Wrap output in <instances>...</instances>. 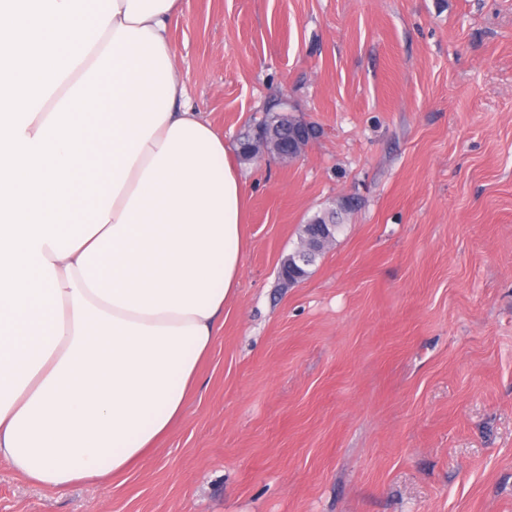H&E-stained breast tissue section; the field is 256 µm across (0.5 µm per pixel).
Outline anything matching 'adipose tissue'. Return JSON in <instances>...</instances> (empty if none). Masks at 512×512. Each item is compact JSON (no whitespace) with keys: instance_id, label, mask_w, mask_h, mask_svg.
I'll list each match as a JSON object with an SVG mask.
<instances>
[{"instance_id":"adipose-tissue-1","label":"adipose tissue","mask_w":512,"mask_h":512,"mask_svg":"<svg viewBox=\"0 0 512 512\" xmlns=\"http://www.w3.org/2000/svg\"><path fill=\"white\" fill-rule=\"evenodd\" d=\"M88 2L0 0V463L55 491L171 432L247 244L170 51L183 0Z\"/></svg>"}]
</instances>
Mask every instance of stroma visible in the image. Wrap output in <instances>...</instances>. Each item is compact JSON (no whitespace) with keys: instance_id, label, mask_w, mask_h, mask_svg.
Instances as JSON below:
<instances>
[{"instance_id":"35a3bbf8","label":"stroma","mask_w":512,"mask_h":512,"mask_svg":"<svg viewBox=\"0 0 512 512\" xmlns=\"http://www.w3.org/2000/svg\"><path fill=\"white\" fill-rule=\"evenodd\" d=\"M170 46L225 142L275 99L321 133L235 160L240 286L180 422L60 493L0 464V512H512V0H184ZM353 209L349 198L340 200L335 207L323 209L314 214L305 224L301 225L300 240L309 237L308 231H318L327 234L330 245L343 230L344 215ZM299 240V241H300ZM328 247L323 249H314L304 253L299 249V242L297 248L288 255V258H286L282 264L284 265L285 269L288 270V273H293L297 276V281L300 283L309 277L311 274L309 268L315 265L317 259H319L324 254Z\"/></svg>"}]
</instances>
